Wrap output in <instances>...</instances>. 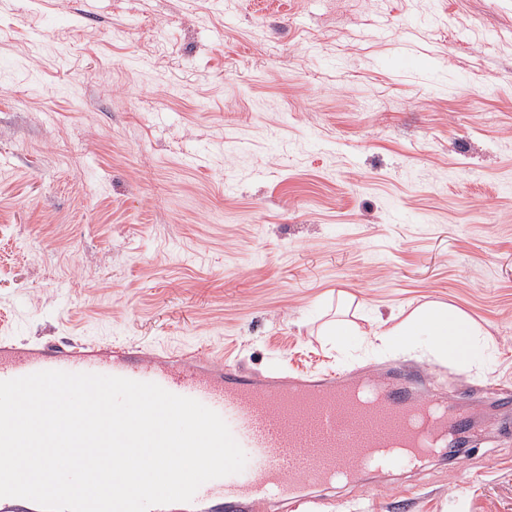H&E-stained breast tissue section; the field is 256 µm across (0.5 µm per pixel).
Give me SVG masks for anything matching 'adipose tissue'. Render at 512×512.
<instances>
[{"instance_id":"obj_1","label":"adipose tissue","mask_w":512,"mask_h":512,"mask_svg":"<svg viewBox=\"0 0 512 512\" xmlns=\"http://www.w3.org/2000/svg\"><path fill=\"white\" fill-rule=\"evenodd\" d=\"M481 329L462 310L448 304L418 307L393 325L378 324L370 331L381 344L396 343L406 349L427 346L440 358L469 365L478 350Z\"/></svg>"}]
</instances>
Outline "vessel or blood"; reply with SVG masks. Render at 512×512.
Here are the masks:
<instances>
[{
	"label": "vessel or blood",
	"instance_id": "1",
	"mask_svg": "<svg viewBox=\"0 0 512 512\" xmlns=\"http://www.w3.org/2000/svg\"><path fill=\"white\" fill-rule=\"evenodd\" d=\"M57 370L152 382L197 400L218 413L247 455L244 470L204 483L188 503L151 512H278L302 506L310 487L330 488L359 471L378 472L372 449L389 440L408 445L402 464L422 468L426 445L404 426L406 417L430 412L437 447L464 448L481 427L478 415L455 398L419 393L405 364L391 378L328 372L305 378L247 369L216 358L206 347L171 354L120 342L17 341L0 337V381Z\"/></svg>",
	"mask_w": 512,
	"mask_h": 512
}]
</instances>
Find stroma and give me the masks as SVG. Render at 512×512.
I'll return each mask as SVG.
<instances>
[{"instance_id":"stroma-1","label":"stroma","mask_w":512,"mask_h":512,"mask_svg":"<svg viewBox=\"0 0 512 512\" xmlns=\"http://www.w3.org/2000/svg\"><path fill=\"white\" fill-rule=\"evenodd\" d=\"M474 366L324 334L425 302ZM512 385V0H0V336ZM318 512H512V426Z\"/></svg>"}]
</instances>
